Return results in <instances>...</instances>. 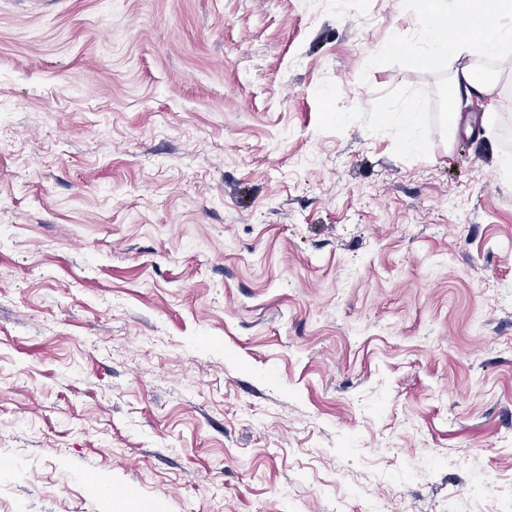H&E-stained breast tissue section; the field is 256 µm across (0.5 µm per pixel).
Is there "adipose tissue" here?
<instances>
[{
	"label": "adipose tissue",
	"mask_w": 512,
	"mask_h": 512,
	"mask_svg": "<svg viewBox=\"0 0 512 512\" xmlns=\"http://www.w3.org/2000/svg\"><path fill=\"white\" fill-rule=\"evenodd\" d=\"M431 4L418 20L420 43L392 42L386 53L448 66L453 104L493 96L495 82L476 77L474 60L512 52V0H431Z\"/></svg>",
	"instance_id": "adipose-tissue-1"
}]
</instances>
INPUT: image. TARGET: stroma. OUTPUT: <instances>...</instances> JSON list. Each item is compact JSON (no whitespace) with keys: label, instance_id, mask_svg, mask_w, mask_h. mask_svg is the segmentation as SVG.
<instances>
[{"label":"stroma","instance_id":"stroma-1","mask_svg":"<svg viewBox=\"0 0 512 512\" xmlns=\"http://www.w3.org/2000/svg\"><path fill=\"white\" fill-rule=\"evenodd\" d=\"M421 8L0 0V512H512V60L449 139Z\"/></svg>","mask_w":512,"mask_h":512}]
</instances>
